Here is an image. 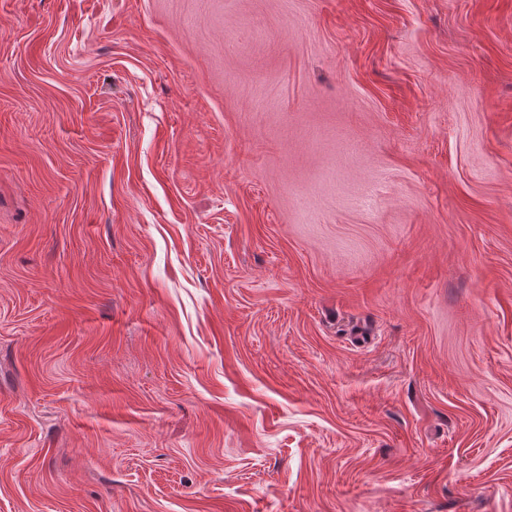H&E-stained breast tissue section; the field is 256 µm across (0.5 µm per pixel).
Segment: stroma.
<instances>
[{
  "label": "stroma",
  "mask_w": 512,
  "mask_h": 512,
  "mask_svg": "<svg viewBox=\"0 0 512 512\" xmlns=\"http://www.w3.org/2000/svg\"><path fill=\"white\" fill-rule=\"evenodd\" d=\"M0 512H512V0H0Z\"/></svg>",
  "instance_id": "35a3bbf8"
}]
</instances>
